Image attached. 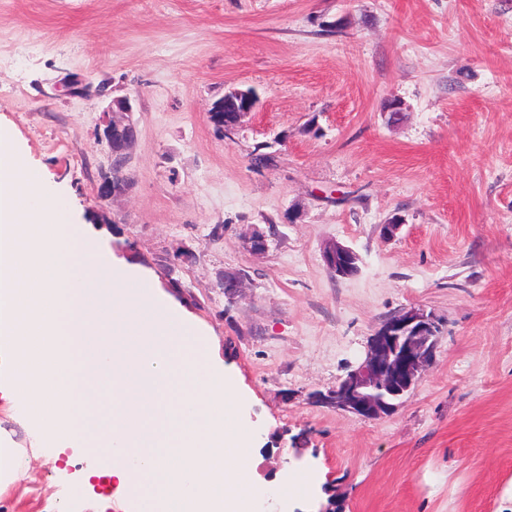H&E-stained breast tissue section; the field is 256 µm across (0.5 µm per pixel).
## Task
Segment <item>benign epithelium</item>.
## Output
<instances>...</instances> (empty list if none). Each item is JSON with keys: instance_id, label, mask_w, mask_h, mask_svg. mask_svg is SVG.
<instances>
[{"instance_id": "7a95c632", "label": "benign epithelium", "mask_w": 512, "mask_h": 512, "mask_svg": "<svg viewBox=\"0 0 512 512\" xmlns=\"http://www.w3.org/2000/svg\"><path fill=\"white\" fill-rule=\"evenodd\" d=\"M225 97L235 102L234 119L223 122L218 113L224 102L211 109L218 127L231 131L256 106L248 90H234ZM129 105L116 102V116L106 134L116 129L133 141L136 130L128 119ZM328 269L345 278L357 269V255L348 247L332 243L324 251ZM439 323L421 308L410 307L387 319L371 337L361 361L336 386L313 395V401L325 407L349 413L363 420H375L392 414L399 401L412 391L433 359L438 341Z\"/></svg>"}]
</instances>
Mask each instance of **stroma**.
<instances>
[{"label": "stroma", "instance_id": "35a3bbf8", "mask_svg": "<svg viewBox=\"0 0 512 512\" xmlns=\"http://www.w3.org/2000/svg\"><path fill=\"white\" fill-rule=\"evenodd\" d=\"M246 89L224 132L212 106ZM118 99L136 140L106 196ZM0 123L87 243L201 324L248 402L253 481L316 476L270 512H512V0H0ZM413 306L441 333L392 415L313 402ZM0 435L40 452L0 512L111 497L50 434ZM224 98L231 99L235 102V112L234 119L231 122L225 123L218 116V112H222V118H224V101L216 103L213 108L210 110L211 117L214 120V123L217 124L218 127L224 128L225 131L233 130L241 120L250 114L256 106V99L252 95V93L248 90H234L224 95ZM324 260L328 269L336 277L345 278L353 274L356 269L357 255L348 247L339 243H332L324 251Z\"/></svg>", "mask_w": 512, "mask_h": 512}]
</instances>
